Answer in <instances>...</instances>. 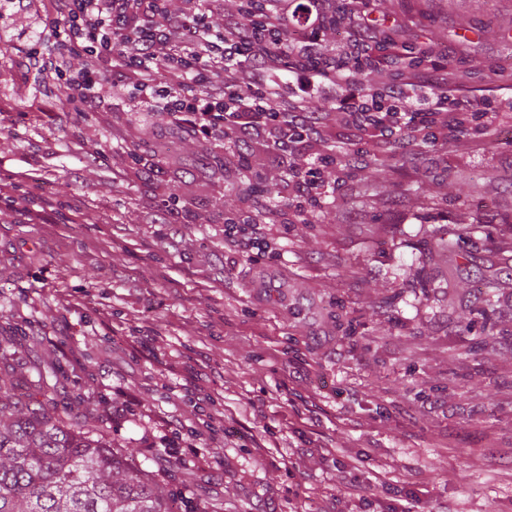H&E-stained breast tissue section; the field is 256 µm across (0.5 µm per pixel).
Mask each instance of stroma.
<instances>
[{
	"label": "stroma",
	"mask_w": 512,
	"mask_h": 512,
	"mask_svg": "<svg viewBox=\"0 0 512 512\" xmlns=\"http://www.w3.org/2000/svg\"><path fill=\"white\" fill-rule=\"evenodd\" d=\"M366 9L404 64L443 50L498 108L495 134L475 119L409 151L351 136L326 97L318 148L350 157L322 171L335 196L284 206L268 192L287 171L267 167L231 241L247 183L231 150L160 112L65 106V78L26 63L54 50V0H0V378L51 370L58 408L190 512H512V0ZM164 203L181 223L156 222ZM471 225L451 269L428 260L426 231ZM489 304L491 324L460 326Z\"/></svg>",
	"instance_id": "1"
}]
</instances>
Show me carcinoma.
Instances as JSON below:
<instances>
[{"instance_id":"1","label":"carcinoma","mask_w":512,"mask_h":512,"mask_svg":"<svg viewBox=\"0 0 512 512\" xmlns=\"http://www.w3.org/2000/svg\"><path fill=\"white\" fill-rule=\"evenodd\" d=\"M429 255L458 244L437 235ZM0 380V512H172V496L111 439Z\"/></svg>"}]
</instances>
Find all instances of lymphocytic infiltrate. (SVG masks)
Here are the masks:
<instances>
[{
  "instance_id": "lymphocytic-infiltrate-1",
  "label": "lymphocytic infiltrate",
  "mask_w": 512,
  "mask_h": 512,
  "mask_svg": "<svg viewBox=\"0 0 512 512\" xmlns=\"http://www.w3.org/2000/svg\"><path fill=\"white\" fill-rule=\"evenodd\" d=\"M287 25V15L270 12L260 28L240 11L216 26L198 0H184L176 13L162 0H57L49 31L59 52L35 66L48 76L67 74L69 105L100 112L110 94L123 91L134 109L164 113L189 134L238 153L252 140L269 138L271 165L320 137L323 115L311 103L330 89L346 125L359 131L399 135L418 125L442 129L449 141L463 115L493 111L460 95L435 45L419 49L429 66L400 71L384 91H364L357 72L373 66L378 45L371 25L353 28L336 52L320 50L310 31L282 54L274 44ZM71 55L82 63L68 74ZM411 98L416 106L409 111Z\"/></svg>"
}]
</instances>
